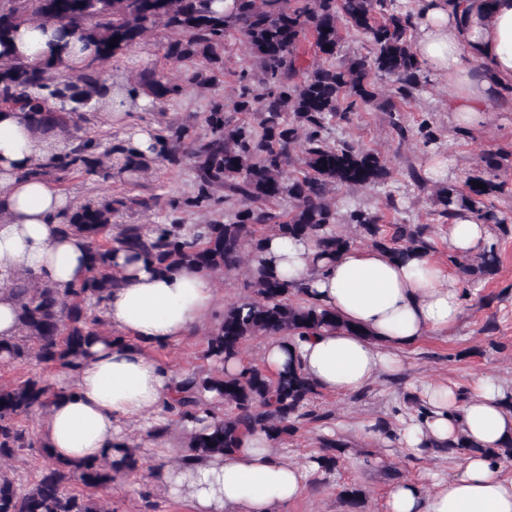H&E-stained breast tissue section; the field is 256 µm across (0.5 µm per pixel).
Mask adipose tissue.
I'll return each instance as SVG.
<instances>
[{
	"mask_svg": "<svg viewBox=\"0 0 512 512\" xmlns=\"http://www.w3.org/2000/svg\"><path fill=\"white\" fill-rule=\"evenodd\" d=\"M413 52L431 75L446 79L455 124L484 122L493 98L512 93V0H416ZM57 24L21 27L13 56L31 60L58 51ZM64 142L38 130L25 109L0 108V339L17 335L15 302L2 277L17 274L66 287L87 274L83 238L60 231L73 202L48 181L26 175L34 162L62 151ZM491 241L487 224L467 210L448 225V250L457 256ZM262 260L302 285L309 303L336 311L345 328L291 340H269L262 363L270 375L300 367L318 389L348 395L375 377L400 369L399 351L421 337L447 332L465 300L454 275L422 250L394 256L368 245L350 248L333 262L318 259L315 245L268 235ZM121 284L103 304L118 342H97L79 369L73 394L56 400L44 417L43 438L65 461L99 459L123 438V426L148 431L174 390L175 377L150 348L190 339L217 307L213 274L196 266L160 270L150 259L112 254ZM427 410L411 416L396 443L411 453L444 448L466 437L452 475L393 486L386 512H512V478L492 448L512 438V410L494 378L479 377L468 398L451 386H424ZM158 487L187 499L194 512H283L300 498L306 476L288 463L263 433L243 448L182 464L155 461Z\"/></svg>",
	"mask_w": 512,
	"mask_h": 512,
	"instance_id": "adipose-tissue-1",
	"label": "adipose tissue"
}]
</instances>
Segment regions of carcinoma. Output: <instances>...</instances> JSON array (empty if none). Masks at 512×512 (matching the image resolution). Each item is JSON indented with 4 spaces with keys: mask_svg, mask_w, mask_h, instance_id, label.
Masks as SVG:
<instances>
[{
    "mask_svg": "<svg viewBox=\"0 0 512 512\" xmlns=\"http://www.w3.org/2000/svg\"><path fill=\"white\" fill-rule=\"evenodd\" d=\"M36 20L59 23L71 42L96 47L73 78L55 76L61 67L71 69L60 53L33 61L8 54L16 30ZM344 25L369 35L374 49L371 55L338 67L331 59L341 47ZM153 26L170 34L160 42L166 62L196 65L190 83L205 87L228 75L236 77L232 111L223 100H213L203 117L206 133L189 145L184 142L187 131L171 122L154 134L150 155L123 141L76 135L67 139L65 150L30 169L29 175L48 181L55 173L107 178L114 162L130 172L187 162L196 190L180 201L158 194L87 199L73 208L61 227L63 233L86 241L87 276L66 288L36 283L28 276L12 281L18 333L7 341L0 339V362L28 364L34 371L23 380L0 384V512H106L97 493L116 477L138 469L136 444L121 443L112 457L68 463L23 426L72 391L36 367L52 366L73 376L90 355L91 345L109 335L99 309L120 285L112 270L115 247L144 254L162 269L181 264L211 272L245 269L252 297L227 306L206 336L203 359L214 367L184 372L178 397L164 406L166 422L142 438L157 444L172 424H192L186 431L182 462L231 453L256 431L282 444L304 420L324 418L315 405L319 391L298 367L276 377L250 362L237 373L224 372V360L241 356L247 340L301 339L338 327L363 333L340 321L335 311L308 303L301 287L279 277L264 262H252L268 234L309 240L318 257L330 262L357 244L335 229L340 223L352 225L374 247L431 248L423 225L394 224L389 231L381 212L356 208L338 214L332 203L337 188L385 187L394 170L376 152L348 141L332 145L326 136L336 119L348 122L357 105L376 100L375 78L391 83L393 99L387 106L392 111L398 103L410 104L426 82L412 50V9H399L393 0H0V105L30 108L43 132H66L78 121L90 122L109 90L101 63L123 54ZM235 34L246 41L253 59L251 68L238 72L228 69L224 54V41ZM114 37L118 41L112 48ZM304 41L313 48L308 65L298 53ZM114 88L132 102L143 94L154 108L184 91L156 68L142 71L134 84L117 83ZM51 101L60 102L61 110L42 109ZM255 113L256 127L245 119ZM511 169V155L500 161L492 158L486 170L469 176L465 188L450 185L439 190L434 200L438 216L447 223L456 209L470 210L509 234L508 215L496 211L490 201L504 193L507 181L501 174ZM475 181L484 187H476ZM285 196L291 207L276 209ZM228 200L238 204L234 220L215 217L195 225L189 235L177 231L181 218L174 213H216ZM134 208L164 211L165 223L150 229L117 223L120 214ZM454 263L467 283L476 284L494 274L497 254L492 247L474 259ZM319 444L310 463L315 472L331 474L339 467L346 444L334 435L321 437ZM36 446L45 464L25 487L11 471V463ZM76 483L84 491H75ZM342 497L347 512H363L359 490L346 488Z\"/></svg>",
    "mask_w": 512,
    "mask_h": 512,
    "instance_id": "cac0c4a2",
    "label": "carcinoma"
}]
</instances>
